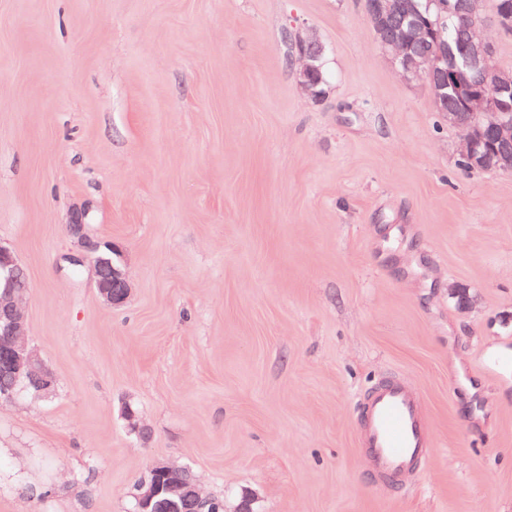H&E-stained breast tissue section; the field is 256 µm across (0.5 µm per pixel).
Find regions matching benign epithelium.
Wrapping results in <instances>:
<instances>
[{
    "label": "benign epithelium",
    "mask_w": 512,
    "mask_h": 512,
    "mask_svg": "<svg viewBox=\"0 0 512 512\" xmlns=\"http://www.w3.org/2000/svg\"><path fill=\"white\" fill-rule=\"evenodd\" d=\"M372 19L381 24L388 14L401 9L412 16L419 15L415 0H373ZM480 0H470L467 18L476 29L469 50L461 56L460 64L473 73L472 99L476 108L466 117L456 111H446L448 124L457 128L461 135V155L469 158L479 168L512 171V112L502 109H489L485 105L487 74L495 75L491 92L512 95V75L492 69L489 61L493 48L478 32L480 25ZM316 47L324 51L316 39H303L301 46L292 54L299 64L301 85L313 99L319 98L316 90L320 82L319 66L316 58L307 55L304 46ZM378 46L391 55L400 76L411 81L425 77L429 81L434 104H448V58L440 61H415L405 53L401 42L383 37ZM86 212L78 211L67 225L68 233L80 242L82 253L67 257L70 264L81 266L93 262L92 256L100 250L101 243L90 236L89 224L85 221ZM19 262L11 246L0 241V367L11 369L19 382L20 390L31 385L36 393H46L55 387L57 380L44 364L37 351L32 348L26 336L27 317L22 305L26 293L14 286L13 272ZM95 286L99 298L111 308L124 304L130 293V285L121 268H112V286L102 283L100 273H95ZM155 477L178 487L181 495L195 503L196 512H205L210 497L204 495L197 480L187 478L189 469L168 462H157L151 467Z\"/></svg>",
    "instance_id": "benign-epithelium-1"
}]
</instances>
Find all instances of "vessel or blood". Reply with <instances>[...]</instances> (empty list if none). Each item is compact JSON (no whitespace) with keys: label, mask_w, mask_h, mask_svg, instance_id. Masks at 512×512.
Returning a JSON list of instances; mask_svg holds the SVG:
<instances>
[{"label":"vessel or blood","mask_w":512,"mask_h":512,"mask_svg":"<svg viewBox=\"0 0 512 512\" xmlns=\"http://www.w3.org/2000/svg\"><path fill=\"white\" fill-rule=\"evenodd\" d=\"M358 422L366 468L380 481L408 483L430 440L418 392L403 379H384L362 395Z\"/></svg>","instance_id":"b4317fda"}]
</instances>
